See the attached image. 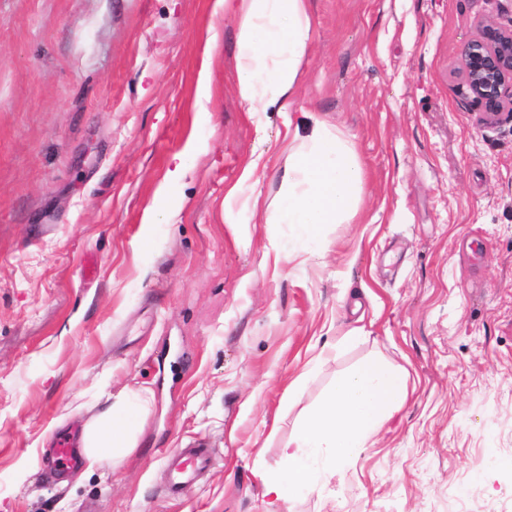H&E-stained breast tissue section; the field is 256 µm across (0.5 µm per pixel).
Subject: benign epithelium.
Returning <instances> with one entry per match:
<instances>
[{"instance_id": "benign-epithelium-1", "label": "benign epithelium", "mask_w": 512, "mask_h": 512, "mask_svg": "<svg viewBox=\"0 0 512 512\" xmlns=\"http://www.w3.org/2000/svg\"><path fill=\"white\" fill-rule=\"evenodd\" d=\"M459 74L485 121L512 112V29L485 25L467 44Z\"/></svg>"}]
</instances>
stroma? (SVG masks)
<instances>
[{"instance_id": "35a3bbf8", "label": "stroma", "mask_w": 512, "mask_h": 512, "mask_svg": "<svg viewBox=\"0 0 512 512\" xmlns=\"http://www.w3.org/2000/svg\"><path fill=\"white\" fill-rule=\"evenodd\" d=\"M310 12L299 111L251 114L212 0H0V512H266L263 473L366 360L403 372L404 403L278 512H512V115L484 122L456 75L512 0ZM314 116L365 169L353 222L316 243L226 223L234 184L275 202ZM143 387L132 452L50 477L100 391ZM194 443L213 466L171 499L165 458Z\"/></svg>"}]
</instances>
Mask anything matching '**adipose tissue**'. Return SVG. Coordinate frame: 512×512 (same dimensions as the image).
<instances>
[{
    "mask_svg": "<svg viewBox=\"0 0 512 512\" xmlns=\"http://www.w3.org/2000/svg\"><path fill=\"white\" fill-rule=\"evenodd\" d=\"M238 20L236 88L251 112L291 113L311 32L310 0H215ZM277 203L268 224H296L310 239L358 214L366 175L354 144L339 130L313 119L294 135L280 168ZM406 396V378L381 361H369L337 377L318 408L307 415L283 450L285 470L266 476L275 497L314 490L323 468L336 469L368 447L373 435ZM104 410L86 424L82 452L87 468L126 456L150 399L137 392L107 396Z\"/></svg>",
    "mask_w": 512,
    "mask_h": 512,
    "instance_id": "1",
    "label": "adipose tissue"
}]
</instances>
